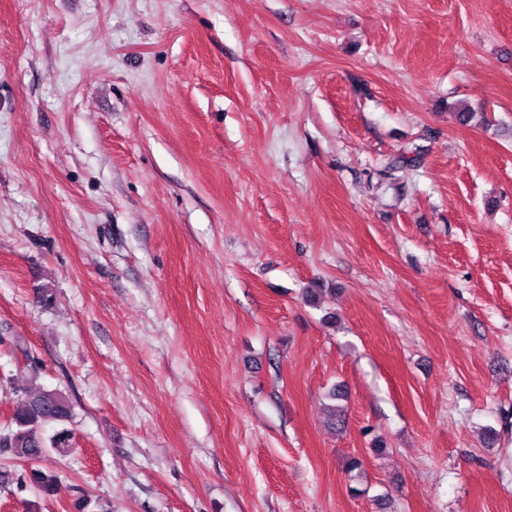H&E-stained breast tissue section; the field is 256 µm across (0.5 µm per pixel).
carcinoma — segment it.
<instances>
[{
    "label": "carcinoma",
    "instance_id": "1",
    "mask_svg": "<svg viewBox=\"0 0 512 512\" xmlns=\"http://www.w3.org/2000/svg\"><path fill=\"white\" fill-rule=\"evenodd\" d=\"M28 371L29 387L15 394L19 407L15 410L12 423L15 429L0 436V448H5L16 458L30 464L27 480L30 486L44 497L55 490L57 475L44 470L39 462L54 450L63 453L68 447L69 433L62 429L45 436L47 428L69 422L72 408L67 397L59 390H49L38 384L39 367L35 357L24 352Z\"/></svg>",
    "mask_w": 512,
    "mask_h": 512
}]
</instances>
